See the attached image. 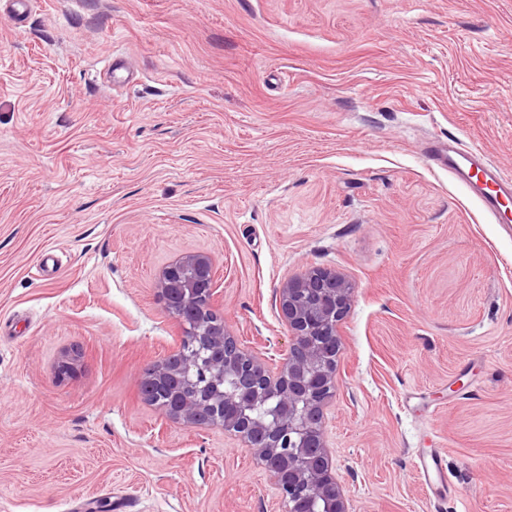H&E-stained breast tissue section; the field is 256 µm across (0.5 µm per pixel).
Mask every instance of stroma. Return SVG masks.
Listing matches in <instances>:
<instances>
[{
	"mask_svg": "<svg viewBox=\"0 0 512 512\" xmlns=\"http://www.w3.org/2000/svg\"><path fill=\"white\" fill-rule=\"evenodd\" d=\"M450 137L512 172V0L0 13V512H281L246 449L140 395L188 252L274 364L277 288L351 283L325 415L350 512H512V224L428 161ZM437 448L443 496L417 475Z\"/></svg>",
	"mask_w": 512,
	"mask_h": 512,
	"instance_id": "stroma-1",
	"label": "stroma"
}]
</instances>
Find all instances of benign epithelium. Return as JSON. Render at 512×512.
Segmentation results:
<instances>
[{
	"label": "benign epithelium",
	"mask_w": 512,
	"mask_h": 512,
	"mask_svg": "<svg viewBox=\"0 0 512 512\" xmlns=\"http://www.w3.org/2000/svg\"><path fill=\"white\" fill-rule=\"evenodd\" d=\"M154 287L182 336L141 377L143 399L174 422L239 440L270 475L285 512H348L324 430L336 396L338 325L350 309L346 278L310 269L282 283L275 304L292 344L275 368L226 329L214 302L211 254L176 258Z\"/></svg>",
	"instance_id": "7a95c632"
}]
</instances>
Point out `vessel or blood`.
<instances>
[{
  "label": "vessel or blood",
  "mask_w": 512,
  "mask_h": 512,
  "mask_svg": "<svg viewBox=\"0 0 512 512\" xmlns=\"http://www.w3.org/2000/svg\"><path fill=\"white\" fill-rule=\"evenodd\" d=\"M429 161L448 171L470 194L483 211L498 224H512V174L489 160L481 151L460 152L453 142L437 141L427 150ZM419 474L423 482H436L448 488V470L442 455L422 461Z\"/></svg>",
  "instance_id": "vessel-or-blood-1"
}]
</instances>
